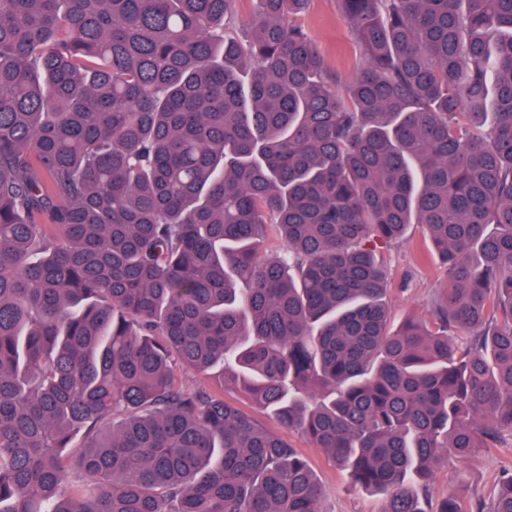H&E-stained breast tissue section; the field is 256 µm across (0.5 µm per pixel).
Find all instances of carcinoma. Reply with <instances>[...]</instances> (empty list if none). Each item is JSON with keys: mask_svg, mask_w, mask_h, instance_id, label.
Segmentation results:
<instances>
[{"mask_svg": "<svg viewBox=\"0 0 512 512\" xmlns=\"http://www.w3.org/2000/svg\"><path fill=\"white\" fill-rule=\"evenodd\" d=\"M337 2L348 77L312 0H0V512H321L181 369L381 512H512L509 463L489 502L428 494L512 448V0ZM411 224L446 284L393 330ZM304 24L327 65L344 77L350 75L356 68L359 53L337 1L314 0ZM224 399L236 403L268 428L281 432L288 444L307 457L313 472L324 488L322 512H380L382 508L380 496L353 487L349 475L346 472L337 471L326 453L311 448L309 441L301 432L278 429L267 410L252 405L241 396L224 391Z\"/></svg>", "mask_w": 512, "mask_h": 512, "instance_id": "1", "label": "carcinoma"}]
</instances>
